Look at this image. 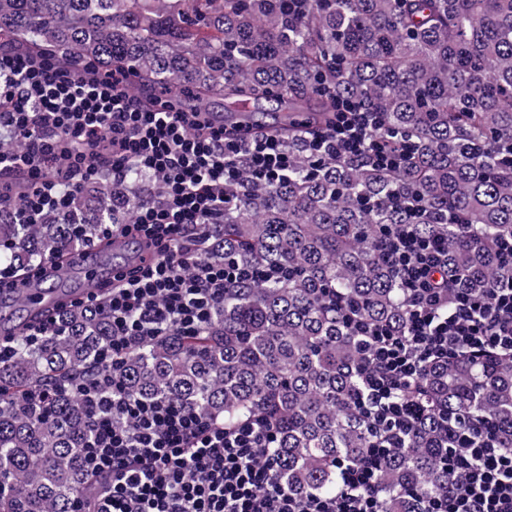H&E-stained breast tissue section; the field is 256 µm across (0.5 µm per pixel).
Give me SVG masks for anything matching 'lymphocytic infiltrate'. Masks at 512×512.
<instances>
[{
  "label": "lymphocytic infiltrate",
  "instance_id": "obj_1",
  "mask_svg": "<svg viewBox=\"0 0 512 512\" xmlns=\"http://www.w3.org/2000/svg\"><path fill=\"white\" fill-rule=\"evenodd\" d=\"M126 79L122 68L96 74L0 43L1 224H38L49 214L71 224L75 199L90 183L133 173L161 181L160 198L143 202L129 222L98 229V241L132 237L154 261L121 270L120 287L82 303L107 314L113 340L92 378L65 386L95 409L84 455L90 481L76 512H383L375 491L381 457L429 411L412 394L426 365L512 353V281L480 297L462 293L448 274L444 239L420 237L409 224L389 227L383 247L404 292L406 328L398 336L347 317L366 343L358 407L372 450L341 466L332 491L295 496L274 479L268 418L227 426L194 408L129 397L107 373L171 331L204 330L225 286L254 278L209 258L210 229L237 197L239 169L274 185L294 164L287 140L218 130L209 112L185 109L188 88L165 86L144 99ZM332 108L334 123L306 143L311 156L407 166L411 141L381 142L379 113L342 98ZM451 433L445 461L464 480L450 495L423 501L421 512H512V452L499 450L486 423L460 419Z\"/></svg>",
  "mask_w": 512,
  "mask_h": 512
}]
</instances>
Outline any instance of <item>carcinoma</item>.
<instances>
[{
    "label": "carcinoma",
    "instance_id": "obj_1",
    "mask_svg": "<svg viewBox=\"0 0 512 512\" xmlns=\"http://www.w3.org/2000/svg\"><path fill=\"white\" fill-rule=\"evenodd\" d=\"M0 29L32 54L51 51L100 71L130 70L145 86H185L206 107L271 100L288 109L279 135L294 152L288 177L255 184L240 169L237 204L211 239L214 259L288 278L224 288L207 330L172 333L125 355L113 372L133 397L194 407L230 425L270 418L278 477L296 494L330 491L371 435L356 409L365 343L337 296L366 320L402 331L406 307L379 238L413 224L448 239L458 286L483 295L512 279L497 249L512 239V0H0ZM383 115V136L415 142L395 173L362 159L319 163L303 140L324 129L332 96ZM102 209L81 225L130 219L119 184H99ZM72 224L48 218L24 233L0 224L15 267L69 251ZM112 340L102 312L61 313L60 334L0 364V512H73L83 488L91 410L56 388L96 369ZM39 388L44 400L22 403ZM419 391L430 410L498 424L512 452V354L429 364ZM382 462L385 512H420L457 474L441 462L448 436L426 420Z\"/></svg>",
    "mask_w": 512,
    "mask_h": 512
}]
</instances>
